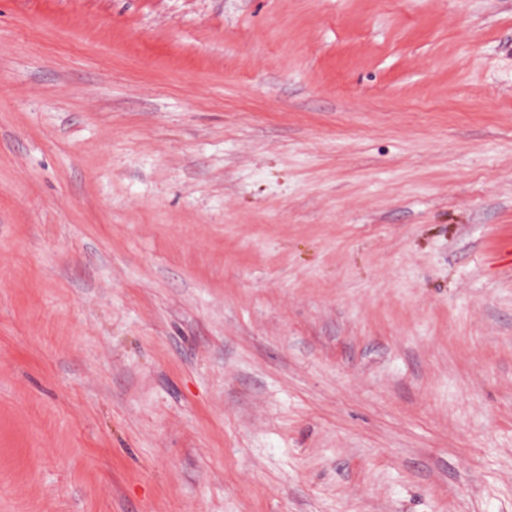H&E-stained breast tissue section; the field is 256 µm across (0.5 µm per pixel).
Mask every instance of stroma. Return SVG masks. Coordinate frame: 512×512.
I'll return each instance as SVG.
<instances>
[{
	"mask_svg": "<svg viewBox=\"0 0 512 512\" xmlns=\"http://www.w3.org/2000/svg\"><path fill=\"white\" fill-rule=\"evenodd\" d=\"M512 0H0V512H512Z\"/></svg>",
	"mask_w": 512,
	"mask_h": 512,
	"instance_id": "1",
	"label": "stroma"
}]
</instances>
